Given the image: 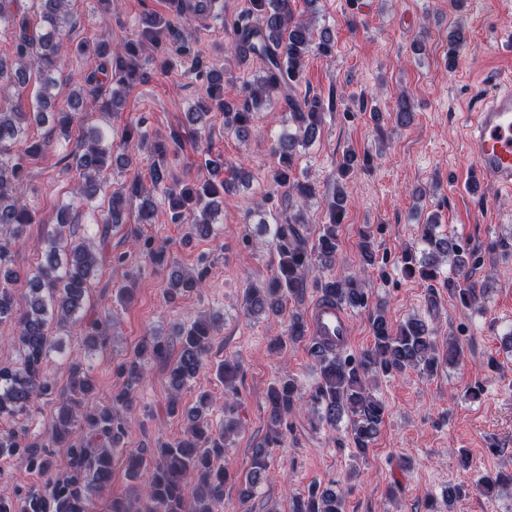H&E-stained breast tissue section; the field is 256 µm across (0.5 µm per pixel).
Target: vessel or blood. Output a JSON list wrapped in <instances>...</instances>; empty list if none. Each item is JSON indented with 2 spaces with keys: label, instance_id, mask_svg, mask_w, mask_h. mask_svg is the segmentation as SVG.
<instances>
[{
  "label": "vessel or blood",
  "instance_id": "b4317fda",
  "mask_svg": "<svg viewBox=\"0 0 512 512\" xmlns=\"http://www.w3.org/2000/svg\"><path fill=\"white\" fill-rule=\"evenodd\" d=\"M469 143L476 165L475 187L512 190V88L503 87L486 96L477 112L467 116ZM314 335L345 347L351 325L340 306L319 300L310 308Z\"/></svg>",
  "mask_w": 512,
  "mask_h": 512
}]
</instances>
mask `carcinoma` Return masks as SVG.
<instances>
[{"label":"carcinoma","instance_id":"cac0c4a2","mask_svg":"<svg viewBox=\"0 0 512 512\" xmlns=\"http://www.w3.org/2000/svg\"><path fill=\"white\" fill-rule=\"evenodd\" d=\"M39 21L30 22L24 11L12 9L17 0H0V21L13 30V86L21 88L37 81L36 105L24 111L21 105H0V322L16 324V342L20 362L15 366H0V421H12L24 415L41 397L54 396L60 402V412L48 438L31 436L27 430L0 432V460L20 458L26 467L46 477L43 486H31L15 498L0 496V512H93L94 497L110 485L112 454L124 434L119 408L128 407L145 376L150 360L164 359L168 347L155 337L143 338L133 354L119 367L124 378L121 389L108 405H93L92 376L89 368L74 360L69 366L67 386L58 388L47 377L44 364L55 348L50 326L61 328L86 326L87 336L102 346L107 329L99 319L87 323L78 314L89 288V280L97 271L99 259L92 245L72 238L68 208H63L53 234L48 238L45 262L23 276L13 268V250L22 240L29 225L35 223V213L19 191L27 175L29 161L51 146L43 140L29 141L32 125L51 123V132L69 135L73 116L53 110L52 90L57 86L56 72L60 53L69 27L70 0H36ZM249 10L237 17L229 28V46L236 62L258 60L261 74L246 81L233 97L224 92V70H198L209 87V97L189 113L194 124L205 125V118L216 110L224 113V129L238 137L250 130L253 113L262 104H278L288 111L292 127L284 131L273 146L278 166L272 170L273 184L307 201L312 187L291 179L298 160L299 148L310 145L317 137L325 112L334 109L335 100L320 95L295 93L305 58L316 51L324 56L332 53L334 41L327 33L314 39L309 21L295 15L291 0H249ZM206 0H171L168 16L146 14L140 20V33L135 39L112 47L107 43L81 42L79 53L91 52L100 59L98 68L82 78V84L71 95L74 111L84 108L85 95L93 97L102 112L117 108L118 97L127 95L143 79L137 65L140 54L148 47L169 49L180 58L194 54L195 36L184 23L206 13ZM112 84L111 93L103 94L104 83ZM168 149L154 145L150 181L146 185L134 173L128 183L112 191L101 225V239H106L109 227L122 223L125 202L140 200L139 218L149 224L154 215L152 192L158 186L167 189L170 220L174 224L191 225L200 237L214 233L219 210L217 197L228 191L231 180L219 178V166L201 157L199 167L207 176L193 185L168 187ZM126 169L130 160L122 155L112 157V147L104 145L103 133L91 128L76 140L65 156V169L78 172L77 195L88 201L96 199L106 189V171L111 162ZM370 163L368 155L346 152L338 167L336 191L329 204L328 223L322 225L314 243L303 233L301 216H290L284 224L259 221L263 232L270 236L279 254L276 272L263 287L252 286L245 291V307L251 314L266 313L275 317L288 316V336L296 341L306 336V326L297 313L286 314L288 299L302 287L305 274L313 260L331 262L336 257L341 217L346 191L343 180L357 167ZM436 216L421 224L422 257L414 251L401 257L402 271L410 277L435 281L441 267L452 262L457 278H445L443 287L457 294L466 307L483 308V289L464 283L468 267L475 264V254L457 240L441 231ZM376 245L364 239L359 247L358 268L340 277L321 283L322 296L329 302L354 308H365L368 293L361 286L362 274L374 265ZM29 285L26 308L14 309L13 286L20 279ZM203 272L181 270L172 278L170 298L203 286ZM220 318L197 319L179 328V351L170 365L168 407L176 412L179 394L195 379L204 366L211 346L212 328ZM372 345L359 355L336 351L318 338L311 339L310 351L319 371L317 385L309 394L301 392L297 381L284 376L271 385L267 397L270 406L269 432L253 451L252 463L240 484L239 498L249 502L262 485L268 469L269 449L281 442V425L288 415L304 403L317 415V421L330 427L347 422L357 455L362 456L376 437L383 422L386 407L372 393L379 375L401 374L409 369L431 375L442 362H460L463 348L455 336L448 337L440 348L433 329L417 317L400 323L388 319L378 308L370 312ZM209 405L203 395L186 413L183 436L172 441H160L154 448H141L127 460L129 477L146 478L144 497L133 506L114 498L108 512H215L224 497L226 472L220 467L225 448L239 426L237 407L229 399L224 403V425L216 430L204 424V409ZM64 443L68 448V466L56 472L51 448ZM291 512H344V493L335 488L309 487L307 493L292 498Z\"/></svg>","mask_w":512,"mask_h":512}]
</instances>
